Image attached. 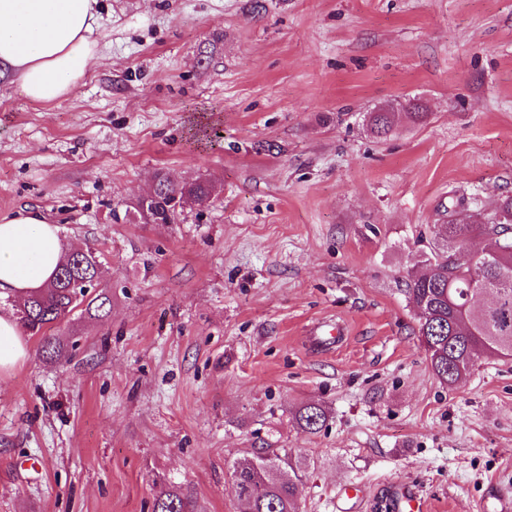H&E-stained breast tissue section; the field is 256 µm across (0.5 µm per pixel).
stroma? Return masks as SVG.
Returning a JSON list of instances; mask_svg holds the SVG:
<instances>
[{
    "mask_svg": "<svg viewBox=\"0 0 512 512\" xmlns=\"http://www.w3.org/2000/svg\"><path fill=\"white\" fill-rule=\"evenodd\" d=\"M99 2L74 95L0 79V216L41 208L111 299L0 373V512H152L164 487L243 512L228 467L265 442L316 463L298 512L512 498V360L441 384L402 292L448 206L512 196V0ZM399 99L428 119L373 136ZM159 170L217 190L144 223ZM397 112H368L366 125L371 134L376 137L387 136L394 128ZM327 418L326 410L316 404L304 405L295 414L297 425L311 434L319 432L326 423Z\"/></svg>",
    "mask_w": 512,
    "mask_h": 512,
    "instance_id": "1",
    "label": "stroma"
}]
</instances>
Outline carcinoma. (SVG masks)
Masks as SVG:
<instances>
[{
    "label": "carcinoma",
    "mask_w": 512,
    "mask_h": 512,
    "mask_svg": "<svg viewBox=\"0 0 512 512\" xmlns=\"http://www.w3.org/2000/svg\"><path fill=\"white\" fill-rule=\"evenodd\" d=\"M396 113L369 112L366 125L377 137L394 128ZM188 193L205 202L212 196L204 181L183 185L166 181L158 184L155 206L169 224L177 211L169 206L176 193ZM476 242L481 259L474 265L458 262L456 254ZM424 269L407 274L405 296L416 309L420 341L434 375L453 388L483 359L512 358V196L505 198L494 219L483 222L479 213L459 202L448 208V223L435 225ZM97 255L92 250L78 259L60 264L52 282L28 296L17 315L23 328L43 336L77 309L90 314L109 303L108 296L95 293L76 296L72 282L95 275ZM328 418L316 404L301 407L297 425L315 434ZM311 460H292L285 448H267L261 454L236 462L232 467L233 489L247 487L251 499L248 512H297L299 485ZM153 512H197L192 495L171 487L155 498Z\"/></svg>",
    "instance_id": "obj_1"
}]
</instances>
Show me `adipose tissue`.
<instances>
[{
  "label": "adipose tissue",
  "instance_id": "1",
  "mask_svg": "<svg viewBox=\"0 0 512 512\" xmlns=\"http://www.w3.org/2000/svg\"><path fill=\"white\" fill-rule=\"evenodd\" d=\"M98 8V0H0V79L32 102L73 95L97 60ZM63 254L56 226L41 211L0 217V297L45 287ZM27 354L14 309L0 308V372Z\"/></svg>",
  "mask_w": 512,
  "mask_h": 512
}]
</instances>
